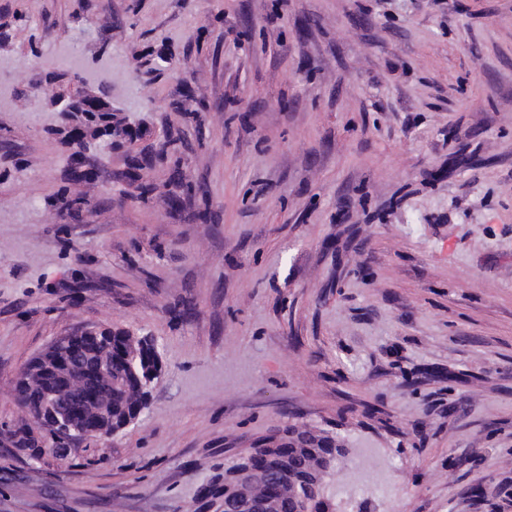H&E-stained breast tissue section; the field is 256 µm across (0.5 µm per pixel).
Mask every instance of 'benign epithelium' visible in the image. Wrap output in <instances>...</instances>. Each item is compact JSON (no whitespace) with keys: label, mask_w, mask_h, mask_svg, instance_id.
<instances>
[{"label":"benign epithelium","mask_w":512,"mask_h":512,"mask_svg":"<svg viewBox=\"0 0 512 512\" xmlns=\"http://www.w3.org/2000/svg\"><path fill=\"white\" fill-rule=\"evenodd\" d=\"M48 84L55 87L56 95L50 100L51 111L65 112L68 121L54 126L77 143L102 128L90 118L92 112L112 113V107L100 103L93 92L79 88L74 78L46 76ZM95 169L88 154L79 151L75 157L71 176L76 179H91ZM101 329H86L76 334L63 336L54 341L39 359L24 369V382L29 386H40L44 397L36 410H27L37 429H52L64 439H78L89 435L109 438L112 436V399L92 395L86 387L79 385L77 374L92 375L112 381V348L98 353L94 366H89V354L82 342L99 337ZM270 478V474L252 470L246 463L236 469L235 483L239 488L259 484ZM276 501L265 499L258 502L246 495L237 494L224 503V512H277Z\"/></svg>","instance_id":"1"}]
</instances>
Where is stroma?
<instances>
[{"label":"stroma","mask_w":512,"mask_h":512,"mask_svg":"<svg viewBox=\"0 0 512 512\" xmlns=\"http://www.w3.org/2000/svg\"><path fill=\"white\" fill-rule=\"evenodd\" d=\"M53 70L133 132L95 180ZM0 93V512H198L289 429L336 512H512V0H0ZM95 327L157 342L147 408L20 445L15 379Z\"/></svg>","instance_id":"35a3bbf8"}]
</instances>
